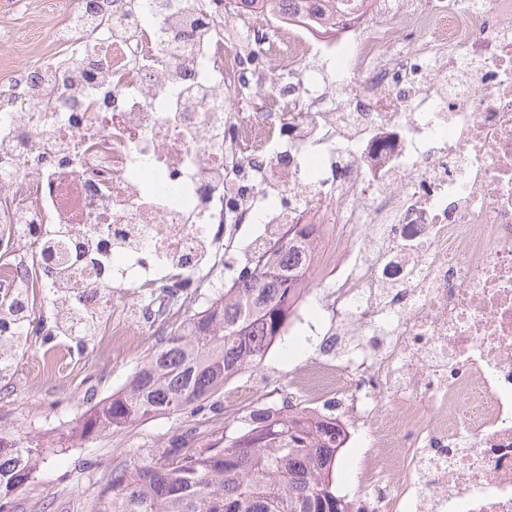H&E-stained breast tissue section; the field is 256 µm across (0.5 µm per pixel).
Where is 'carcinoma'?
<instances>
[{"label": "carcinoma", "instance_id": "cac0c4a2", "mask_svg": "<svg viewBox=\"0 0 512 512\" xmlns=\"http://www.w3.org/2000/svg\"><path fill=\"white\" fill-rule=\"evenodd\" d=\"M296 235L241 264L224 291L160 338L121 390L77 423L82 437L122 432L159 416L198 412L224 384L257 369L281 337L306 269ZM224 417V435L198 443L179 434L149 461L112 471L94 512H348L336 492V414L313 417L286 399ZM48 449L0 432V512H15Z\"/></svg>", "mask_w": 512, "mask_h": 512}]
</instances>
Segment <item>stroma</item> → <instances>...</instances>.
Masks as SVG:
<instances>
[{
    "label": "stroma",
    "instance_id": "1",
    "mask_svg": "<svg viewBox=\"0 0 512 512\" xmlns=\"http://www.w3.org/2000/svg\"><path fill=\"white\" fill-rule=\"evenodd\" d=\"M156 337H141L137 347L113 364L93 371L81 370L67 380L47 381L31 387L26 362L38 349L20 343L12 347L13 367L0 380V430L23 428L43 440L74 426L94 404L123 388ZM298 337L278 340L259 371H247L227 382L204 411L159 417L120 434H102L74 441L63 454L48 456L38 473L17 499L16 512H92L95 499L112 469L147 459L149 451L168 447L171 439L188 429L210 433L223 427L230 395L245 392L249 402H281L290 392L302 364L313 357Z\"/></svg>",
    "mask_w": 512,
    "mask_h": 512
}]
</instances>
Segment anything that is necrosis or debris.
<instances>
[{"label":"necrosis or debris","instance_id":"1","mask_svg":"<svg viewBox=\"0 0 512 512\" xmlns=\"http://www.w3.org/2000/svg\"><path fill=\"white\" fill-rule=\"evenodd\" d=\"M100 4L57 0L56 53L0 83V334L51 323L30 378L167 335L307 224L283 333L325 304L355 339L295 383L349 402L353 506L512 512V0Z\"/></svg>","mask_w":512,"mask_h":512}]
</instances>
